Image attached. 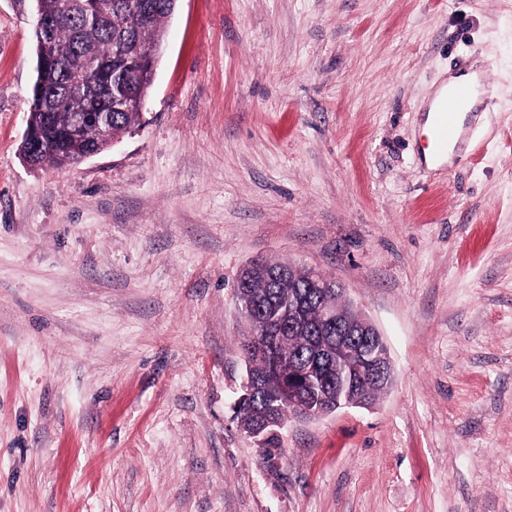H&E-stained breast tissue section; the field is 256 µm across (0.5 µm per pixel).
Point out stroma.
<instances>
[{"mask_svg": "<svg viewBox=\"0 0 512 512\" xmlns=\"http://www.w3.org/2000/svg\"><path fill=\"white\" fill-rule=\"evenodd\" d=\"M165 30L141 126L33 168L0 0V512H512V0H178ZM465 64L480 108L425 162ZM258 258L336 281L394 362L270 462L234 417Z\"/></svg>", "mask_w": 512, "mask_h": 512, "instance_id": "obj_1", "label": "stroma"}]
</instances>
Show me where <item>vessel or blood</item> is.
<instances>
[{
  "label": "vessel or blood",
  "instance_id": "vessel-or-blood-1",
  "mask_svg": "<svg viewBox=\"0 0 512 512\" xmlns=\"http://www.w3.org/2000/svg\"><path fill=\"white\" fill-rule=\"evenodd\" d=\"M478 88L470 83H459L444 91L431 112L432 121L425 137L426 148L431 157L440 159L447 155L450 144L461 142L462 128L459 116L463 111H477Z\"/></svg>",
  "mask_w": 512,
  "mask_h": 512
}]
</instances>
